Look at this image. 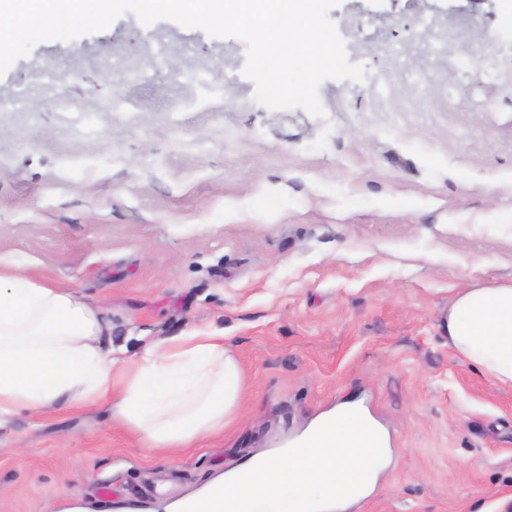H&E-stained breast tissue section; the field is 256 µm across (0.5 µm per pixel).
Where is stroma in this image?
<instances>
[{
  "instance_id": "obj_1",
  "label": "stroma",
  "mask_w": 512,
  "mask_h": 512,
  "mask_svg": "<svg viewBox=\"0 0 512 512\" xmlns=\"http://www.w3.org/2000/svg\"><path fill=\"white\" fill-rule=\"evenodd\" d=\"M329 16L368 80L323 81L321 118L257 103L242 41L130 14L0 76V264L77 292L120 357L223 333L242 383L170 452L101 401L1 418L0 512H170L346 405L389 454L345 512H512V388L446 329L460 288L512 281V13Z\"/></svg>"
}]
</instances>
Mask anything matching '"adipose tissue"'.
<instances>
[{
    "label": "adipose tissue",
    "instance_id": "obj_1",
    "mask_svg": "<svg viewBox=\"0 0 512 512\" xmlns=\"http://www.w3.org/2000/svg\"><path fill=\"white\" fill-rule=\"evenodd\" d=\"M446 326L462 359L512 388V283L460 290ZM105 328L79 295L0 267V417L19 408L39 416L62 400H108L113 418L150 448H186L223 430L242 391L223 336L147 342L123 362L98 344Z\"/></svg>",
    "mask_w": 512,
    "mask_h": 512
}]
</instances>
